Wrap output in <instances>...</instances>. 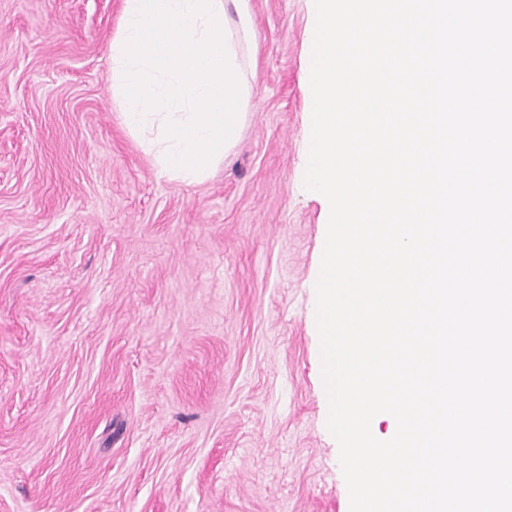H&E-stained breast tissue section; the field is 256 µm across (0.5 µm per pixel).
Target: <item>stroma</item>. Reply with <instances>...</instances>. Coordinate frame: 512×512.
Returning <instances> with one entry per match:
<instances>
[{
    "label": "stroma",
    "mask_w": 512,
    "mask_h": 512,
    "mask_svg": "<svg viewBox=\"0 0 512 512\" xmlns=\"http://www.w3.org/2000/svg\"><path fill=\"white\" fill-rule=\"evenodd\" d=\"M123 0H0V512H349L304 190L313 0H249L242 137L158 173L112 101Z\"/></svg>",
    "instance_id": "1"
}]
</instances>
